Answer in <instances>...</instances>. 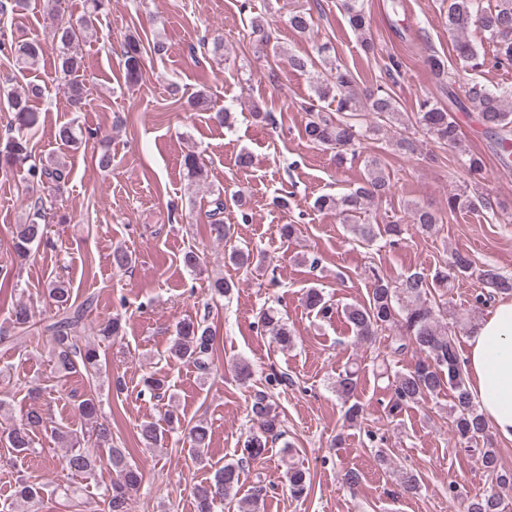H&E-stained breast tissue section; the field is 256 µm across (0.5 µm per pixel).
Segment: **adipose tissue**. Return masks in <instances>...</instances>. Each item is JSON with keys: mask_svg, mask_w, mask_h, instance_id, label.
<instances>
[{"mask_svg": "<svg viewBox=\"0 0 512 512\" xmlns=\"http://www.w3.org/2000/svg\"><path fill=\"white\" fill-rule=\"evenodd\" d=\"M470 390L494 433L512 441V300L498 303L467 341Z\"/></svg>", "mask_w": 512, "mask_h": 512, "instance_id": "adipose-tissue-1", "label": "adipose tissue"}]
</instances>
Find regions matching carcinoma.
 <instances>
[{"mask_svg": "<svg viewBox=\"0 0 512 512\" xmlns=\"http://www.w3.org/2000/svg\"><path fill=\"white\" fill-rule=\"evenodd\" d=\"M62 0H54L57 22L49 38L57 46L54 70L60 75V82L68 104L74 110L86 105L87 89L80 79L83 69L82 56L77 47L87 37L92 22L86 17L73 20L61 8ZM313 6L288 13V25L299 33H306L314 22ZM340 6L348 17L350 25L359 33L366 51L372 52L375 46L372 38L366 36L368 19L364 0H341ZM477 25L487 39L497 47L493 66L512 65V0H497L494 7L482 10L477 0H449L448 29L457 36L456 50L465 59L479 60L476 47L466 38L470 26ZM3 52L15 60L21 69H32L38 64L44 52V39L34 36L21 41L6 40ZM120 56L128 83L139 81L144 65V47L138 37L129 35L120 44ZM426 65L437 79L448 74V63L442 56L429 55ZM45 87L34 81L26 83L22 91H12L6 97L0 96V106L13 114V126L9 127L4 148L0 149V176L8 178L17 169L26 167L27 180L57 191L68 180L70 169L60 160L46 161L32 157L30 142L39 124L34 104L43 98ZM465 98L479 112L482 126L494 136L496 155L504 167L512 166V88H488L480 83H471L465 88ZM331 100L336 103V111L344 115L337 119L325 111L323 103ZM308 120L304 127L306 139L326 149L336 150V164L341 166L346 160V150L362 144L363 141L379 135L381 123L403 124L399 103L388 87H377L362 97L353 87L350 73L341 68L327 77H316L314 96L302 105ZM373 115L374 121L363 120L364 113ZM415 124L425 135L439 146L457 151L462 165L472 174L482 172L484 162L476 154L462 145L460 125L453 118L451 108H446L428 99L422 101L415 113ZM55 139L66 146L78 144L74 126L67 122L56 128ZM390 190L389 177L376 159L366 163V173L362 182L348 194L340 198L320 196L314 201L319 210H334L348 224L351 232L362 242L370 245L376 240L394 236L400 237L403 229L398 223L378 224L361 220V210L368 203L382 200ZM48 199L41 196L34 200L35 219L27 224H18L12 232V248L15 254L25 259L33 247L44 240V225L48 214ZM211 210L212 231L219 239L231 236V225L224 223V199L216 197ZM478 208H493L490 197L476 191L454 193L448 197V211L451 213L472 211ZM439 218L433 212L422 208L411 209V223L423 233H432ZM472 269L471 260L464 254L455 253L452 261L435 270L433 275L414 272L398 281H391L377 272H372L368 300L364 304L350 305L344 314L354 335L361 342H368L378 335V331L388 327L396 328L397 335L386 345L382 354V365L408 352L416 357L414 364L406 372L394 375L393 396L389 401L388 412L397 416L402 409L427 397L448 390L452 393L451 424L465 450L477 456L483 472L490 478V489L480 496L467 501L464 512H508L505 502L506 492L512 490V470L501 467L497 452L493 448H478L474 443L486 435L488 425L469 389L468 376L458 346L456 334L445 332L439 326V306L431 303L428 295L440 291V296L448 295L457 278L467 275ZM483 288L474 296V305L485 306L497 295L512 294V278L502 275L493 267L480 273ZM45 292L56 312L42 323L50 347V354L56 373L60 378L72 374H83L97 379L102 373L100 354L92 344L78 345L77 333L83 323L85 312L93 306L94 298L87 297L76 305L72 302V288L58 280L47 283ZM306 306L319 314L329 312L320 291L311 288L305 297ZM261 326L282 347L292 343V334L278 317L277 311L268 307L259 313ZM36 325L34 312L25 304H20L0 323V342L10 338L13 330H24ZM216 336L207 319L182 320L177 323L171 340L169 357L191 363L198 370L210 369L215 349ZM358 388V373L349 368L338 374L336 392L348 404L345 419L355 424L363 418L360 404L354 401ZM74 409L82 417L95 422L96 439L103 442L112 440V428L106 417L100 415L98 397L93 393L84 394L75 401ZM250 412L258 423L241 448V457L235 462H227L216 470L213 479L205 485L194 488L198 512H212L216 503L233 500L243 471V464L256 461L265 454L269 441L284 434L281 420L271 396L266 391H258L253 396ZM50 433L68 448L63 457V467L71 475L85 480L92 478L97 471V455L94 449L86 447L80 437L53 425L45 409L35 404L23 415L22 422L9 429L6 435L8 447L18 455L26 456L35 451L36 433ZM163 439V432L153 423L145 422L139 427V440L147 448H155ZM208 430L198 424L189 429L185 436L189 451L199 462L204 460V450L208 447ZM108 463L116 473L111 491L105 493L109 512H125L130 492L139 488L142 472L136 463L130 461L123 448H109ZM288 486L293 497L300 499L310 491V479L305 470L288 465L286 471ZM16 498L37 505L42 499V488L36 482L21 481L16 486Z\"/></svg>", "mask_w": 512, "mask_h": 512, "instance_id": "1", "label": "carcinoma"}]
</instances>
